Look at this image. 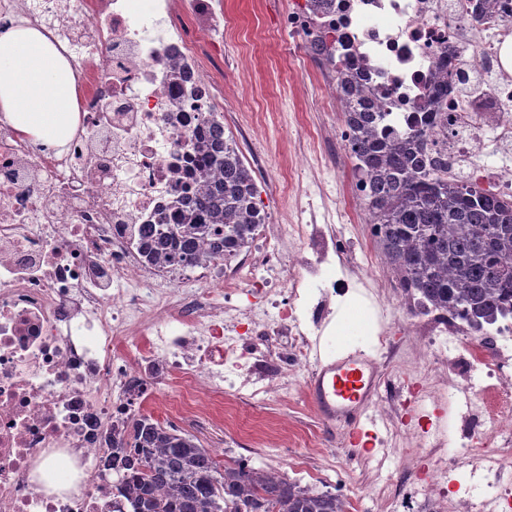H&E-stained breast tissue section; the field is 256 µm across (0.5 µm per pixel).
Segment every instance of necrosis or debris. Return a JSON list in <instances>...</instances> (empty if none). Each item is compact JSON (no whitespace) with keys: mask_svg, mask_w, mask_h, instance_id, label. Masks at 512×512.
Segmentation results:
<instances>
[{"mask_svg":"<svg viewBox=\"0 0 512 512\" xmlns=\"http://www.w3.org/2000/svg\"><path fill=\"white\" fill-rule=\"evenodd\" d=\"M0 0V28L32 26L57 46L77 86L78 122L50 149L0 119V512H115L102 462L156 397L154 378L193 386L201 400L242 369L224 294L250 283L253 261L207 262L180 287L140 250L146 224H177L208 181L193 145L224 119V86L206 74L224 45L222 0ZM471 0H291L280 23L303 58L332 54L363 90L346 100L335 79L321 109L387 112L396 130L432 115L428 141L486 192L512 199V0L473 16ZM494 76L485 85L479 74ZM494 146L497 163L485 161ZM288 273L290 303L253 308L258 335H298L295 301L310 260L260 226ZM457 318L435 325L386 310L416 338L412 376L470 399L512 397V319L496 340L455 343ZM447 372H440V365ZM465 456L493 479L492 512H512V411L470 415Z\"/></svg>","mask_w":512,"mask_h":512,"instance_id":"4bbe7bcc","label":"necrosis or debris"}]
</instances>
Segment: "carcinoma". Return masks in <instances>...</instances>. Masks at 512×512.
<instances>
[{"mask_svg":"<svg viewBox=\"0 0 512 512\" xmlns=\"http://www.w3.org/2000/svg\"><path fill=\"white\" fill-rule=\"evenodd\" d=\"M336 84L348 97L362 96L339 69ZM387 117L347 112L342 133L374 241L405 295L480 331L512 313V202L448 178L441 160L428 156L425 129L400 134L383 127ZM198 150L203 176L213 168L221 176L189 210L188 223L148 228L146 257L158 268L237 256L266 218L234 140L220 131ZM112 447L125 452L120 466L112 453V472L131 512H347L337 493L302 487L242 459L221 464L192 436L145 416Z\"/></svg>","mask_w":512,"mask_h":512,"instance_id":"cac0c4a2","label":"carcinoma"}]
</instances>
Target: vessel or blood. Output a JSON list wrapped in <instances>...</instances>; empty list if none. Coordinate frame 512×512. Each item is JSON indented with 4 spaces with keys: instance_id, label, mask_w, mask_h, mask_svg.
Here are the masks:
<instances>
[{
    "instance_id": "obj_1",
    "label": "vessel or blood",
    "mask_w": 512,
    "mask_h": 512,
    "mask_svg": "<svg viewBox=\"0 0 512 512\" xmlns=\"http://www.w3.org/2000/svg\"><path fill=\"white\" fill-rule=\"evenodd\" d=\"M378 388L377 359L357 347L318 358L306 384L312 406L328 423L344 428L354 448L369 435V410Z\"/></svg>"
}]
</instances>
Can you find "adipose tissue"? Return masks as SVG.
Listing matches in <instances>:
<instances>
[{
	"instance_id": "obj_1",
	"label": "adipose tissue",
	"mask_w": 512,
	"mask_h": 512,
	"mask_svg": "<svg viewBox=\"0 0 512 512\" xmlns=\"http://www.w3.org/2000/svg\"><path fill=\"white\" fill-rule=\"evenodd\" d=\"M75 85L62 55L38 29L0 31V117L20 134L63 147L77 121Z\"/></svg>"
}]
</instances>
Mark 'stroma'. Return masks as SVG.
Segmentation results:
<instances>
[{"label": "stroma", "instance_id": "35a3bbf8", "mask_svg": "<svg viewBox=\"0 0 512 512\" xmlns=\"http://www.w3.org/2000/svg\"><path fill=\"white\" fill-rule=\"evenodd\" d=\"M224 131L233 137L246 164L255 172L264 211L291 231L297 209L313 219L341 210L347 199L341 175L320 160L339 140V115L320 111L313 96L298 93L294 83L304 78L286 36L275 24L287 11L288 0H223ZM304 166H296L299 156ZM336 239V254L319 271L307 273L310 296L301 305V329L312 352L335 353L347 346L370 348L385 380L403 379L415 359L402 334L381 338L380 312L397 293V281L385 266L367 264L378 249L365 218L335 222L328 230ZM273 260L258 262L253 283L225 300L238 331L249 325V311L257 305L277 306L288 300L278 282ZM295 343L288 336L273 337L269 359L289 362L288 397L267 398L255 405L242 398L239 383H224V395L208 410L205 424L194 421V398L189 385L173 390L160 381L161 394L146 404L143 415L175 425L207 449L220 448L225 460L242 459L263 470H277L301 486L341 494L348 512H382V481L406 484L407 454L428 468L441 456V434L461 432L462 408H450L441 426L413 423L407 389L394 403L375 402L371 413L379 423L377 443L387 455H352L343 431L328 424L309 403L307 367L293 366ZM412 437H405L404 428Z\"/></svg>", "mask_w": 512, "mask_h": 512}]
</instances>
